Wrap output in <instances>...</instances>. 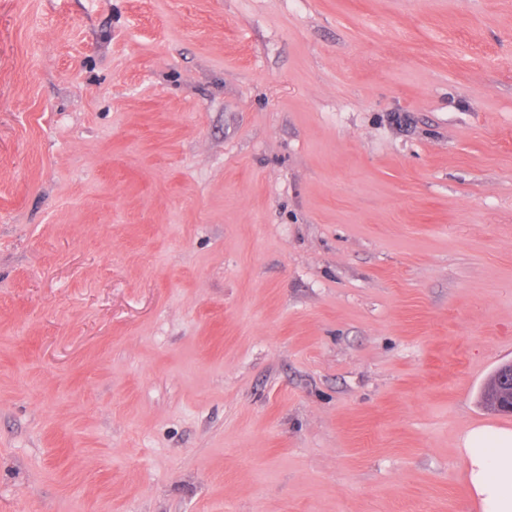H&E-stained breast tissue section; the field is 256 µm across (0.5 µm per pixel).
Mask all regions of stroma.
<instances>
[{
    "mask_svg": "<svg viewBox=\"0 0 512 512\" xmlns=\"http://www.w3.org/2000/svg\"><path fill=\"white\" fill-rule=\"evenodd\" d=\"M510 361L512 0H0V512H478Z\"/></svg>",
    "mask_w": 512,
    "mask_h": 512,
    "instance_id": "35a3bbf8",
    "label": "stroma"
}]
</instances>
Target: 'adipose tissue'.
<instances>
[{
  "label": "adipose tissue",
  "instance_id": "adipose-tissue-1",
  "mask_svg": "<svg viewBox=\"0 0 512 512\" xmlns=\"http://www.w3.org/2000/svg\"><path fill=\"white\" fill-rule=\"evenodd\" d=\"M466 481L480 512H512V430L468 429L461 438Z\"/></svg>",
  "mask_w": 512,
  "mask_h": 512
}]
</instances>
